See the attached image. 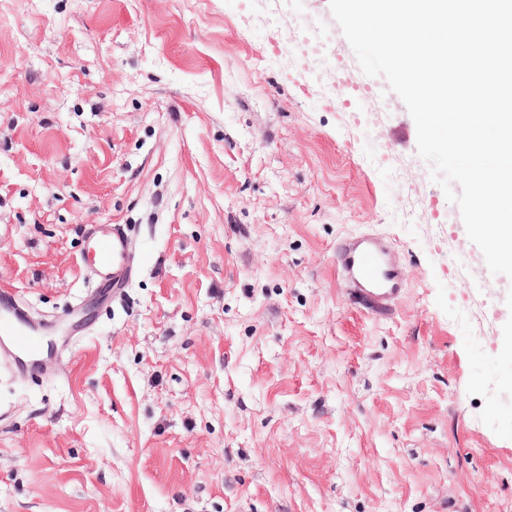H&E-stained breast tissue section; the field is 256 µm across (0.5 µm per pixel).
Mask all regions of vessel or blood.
<instances>
[{
  "label": "vessel or blood",
  "mask_w": 512,
  "mask_h": 512,
  "mask_svg": "<svg viewBox=\"0 0 512 512\" xmlns=\"http://www.w3.org/2000/svg\"><path fill=\"white\" fill-rule=\"evenodd\" d=\"M87 237L89 246L81 261L94 283H109L116 289L125 287L134 266L123 225L96 224L89 228ZM336 265L346 281L367 291L377 307L389 306L402 291L401 272L391 260L388 245L373 235L340 242L336 247ZM12 310V304L0 299V352L12 356L17 371L39 374L50 355V347L38 331L16 318Z\"/></svg>",
  "instance_id": "1"
}]
</instances>
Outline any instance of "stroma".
<instances>
[{
    "label": "stroma",
    "instance_id": "35a3bbf8",
    "mask_svg": "<svg viewBox=\"0 0 512 512\" xmlns=\"http://www.w3.org/2000/svg\"><path fill=\"white\" fill-rule=\"evenodd\" d=\"M271 5L244 41L240 0H0V290L62 316L95 224L140 261L45 374L0 365V512H512V279L384 77L351 124L268 62ZM282 9L356 64L329 0ZM366 233L383 311L336 267ZM336 265L346 281L368 292L370 300L385 308L402 291L403 280L381 239L364 234L350 237L336 246Z\"/></svg>",
    "mask_w": 512,
    "mask_h": 512
}]
</instances>
